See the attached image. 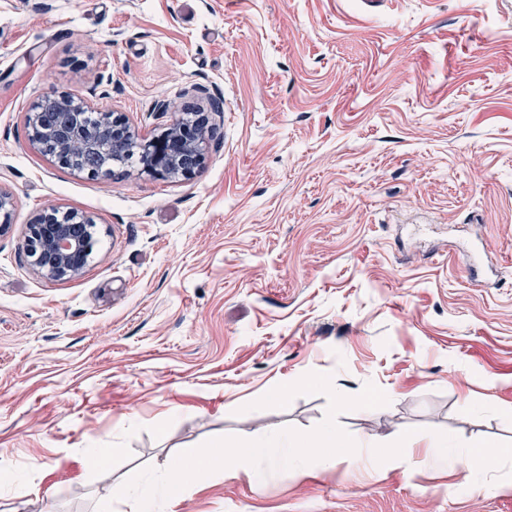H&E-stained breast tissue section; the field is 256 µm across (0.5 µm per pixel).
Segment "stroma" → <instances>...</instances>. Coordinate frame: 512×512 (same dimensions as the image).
<instances>
[{
	"label": "stroma",
	"instance_id": "1",
	"mask_svg": "<svg viewBox=\"0 0 512 512\" xmlns=\"http://www.w3.org/2000/svg\"><path fill=\"white\" fill-rule=\"evenodd\" d=\"M91 97L138 136L183 104L201 168L92 179L33 150L25 113ZM0 512H132L114 485L209 440L313 430L316 372L409 429L512 442V0H0ZM97 225L83 274L22 252L48 206ZM110 448L90 471L86 451ZM167 512H512L494 472L336 456L189 484Z\"/></svg>",
	"mask_w": 512,
	"mask_h": 512
}]
</instances>
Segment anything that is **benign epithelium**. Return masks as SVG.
Masks as SVG:
<instances>
[{
	"instance_id": "benign-epithelium-1",
	"label": "benign epithelium",
	"mask_w": 512,
	"mask_h": 512,
	"mask_svg": "<svg viewBox=\"0 0 512 512\" xmlns=\"http://www.w3.org/2000/svg\"><path fill=\"white\" fill-rule=\"evenodd\" d=\"M50 111L64 112L77 123L95 108L90 99L71 95H47L34 102L25 114V123L30 146L41 153L47 137L55 141L61 157L83 148L102 152L110 143L117 146L136 137L122 115L103 112L101 117L109 125L108 136L92 131L89 138L79 139L62 125L45 127L43 117ZM209 134L201 112L194 113L190 121L184 117L177 120L161 136L141 140L146 158L143 170L165 178L191 176L204 163ZM14 205L13 195L0 188V231L10 225ZM95 228L91 216L77 210L62 214L51 206L27 225L23 251L40 277L53 281L76 279L84 272L92 252Z\"/></svg>"
}]
</instances>
